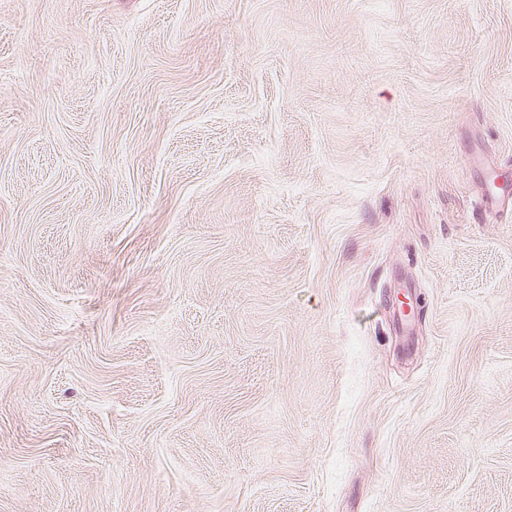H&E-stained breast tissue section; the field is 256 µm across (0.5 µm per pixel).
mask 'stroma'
<instances>
[{
	"instance_id": "stroma-1",
	"label": "stroma",
	"mask_w": 512,
	"mask_h": 512,
	"mask_svg": "<svg viewBox=\"0 0 512 512\" xmlns=\"http://www.w3.org/2000/svg\"><path fill=\"white\" fill-rule=\"evenodd\" d=\"M495 177L512 0H0V512H512Z\"/></svg>"
}]
</instances>
